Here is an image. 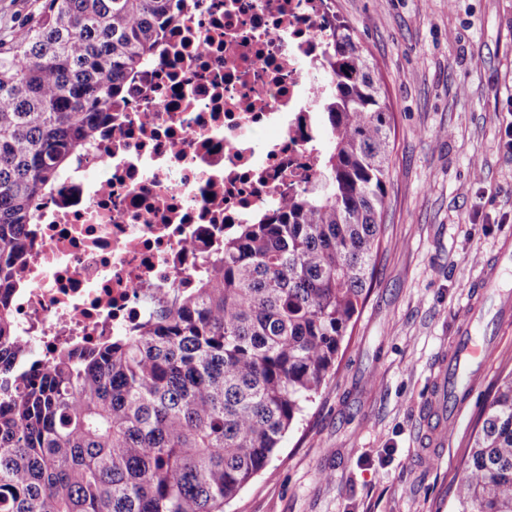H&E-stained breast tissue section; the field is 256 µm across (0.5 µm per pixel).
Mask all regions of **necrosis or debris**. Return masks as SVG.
<instances>
[{
	"instance_id": "obj_1",
	"label": "necrosis or debris",
	"mask_w": 512,
	"mask_h": 512,
	"mask_svg": "<svg viewBox=\"0 0 512 512\" xmlns=\"http://www.w3.org/2000/svg\"><path fill=\"white\" fill-rule=\"evenodd\" d=\"M330 35L322 0H183L160 57L26 227L11 298L29 358L130 333L192 284L225 225L315 179Z\"/></svg>"
}]
</instances>
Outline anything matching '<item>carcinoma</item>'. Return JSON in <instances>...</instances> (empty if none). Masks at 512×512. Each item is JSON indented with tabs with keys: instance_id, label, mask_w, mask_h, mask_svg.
Segmentation results:
<instances>
[{
	"instance_id": "cac0c4a2",
	"label": "carcinoma",
	"mask_w": 512,
	"mask_h": 512,
	"mask_svg": "<svg viewBox=\"0 0 512 512\" xmlns=\"http://www.w3.org/2000/svg\"><path fill=\"white\" fill-rule=\"evenodd\" d=\"M182 0H44L0 38V512H224L331 375L373 275L392 112L335 20L317 178L236 224L195 288L129 336L15 371L25 226L151 60ZM457 512H512V375L487 402Z\"/></svg>"
}]
</instances>
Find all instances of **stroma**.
Listing matches in <instances>:
<instances>
[{
	"label": "stroma",
	"instance_id": "obj_1",
	"mask_svg": "<svg viewBox=\"0 0 512 512\" xmlns=\"http://www.w3.org/2000/svg\"><path fill=\"white\" fill-rule=\"evenodd\" d=\"M394 113L375 278L333 372L284 436L271 474L226 512H455L479 415L512 374V0H333ZM501 258L478 313L493 347L480 389L432 445L439 362L481 265Z\"/></svg>",
	"mask_w": 512,
	"mask_h": 512
}]
</instances>
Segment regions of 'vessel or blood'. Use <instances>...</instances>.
<instances>
[{
  "label": "vessel or blood",
  "mask_w": 512,
  "mask_h": 512,
  "mask_svg": "<svg viewBox=\"0 0 512 512\" xmlns=\"http://www.w3.org/2000/svg\"><path fill=\"white\" fill-rule=\"evenodd\" d=\"M475 312L459 321L458 338L448 358V374L441 385V404L449 419H456L478 389L492 350L488 338L476 333Z\"/></svg>",
  "instance_id": "b4317fda"
}]
</instances>
